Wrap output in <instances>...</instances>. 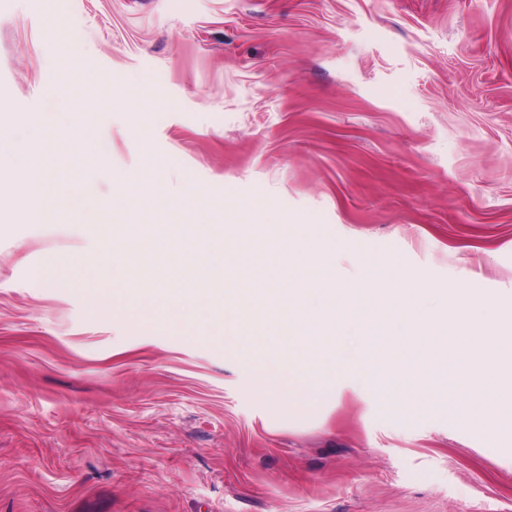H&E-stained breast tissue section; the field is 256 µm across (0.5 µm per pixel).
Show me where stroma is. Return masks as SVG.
<instances>
[{"instance_id": "stroma-1", "label": "stroma", "mask_w": 512, "mask_h": 512, "mask_svg": "<svg viewBox=\"0 0 512 512\" xmlns=\"http://www.w3.org/2000/svg\"><path fill=\"white\" fill-rule=\"evenodd\" d=\"M64 12L68 29L54 33ZM138 88L126 106L65 64ZM17 147L89 156L31 223L0 153V512H512V437L395 417L325 376L321 395L224 319L184 320L94 266L84 228L118 178L167 167L227 213L262 195L314 218L336 275L362 259L512 306V0H0V97ZM232 196H225V186ZM54 281H47L46 272Z\"/></svg>"}]
</instances>
